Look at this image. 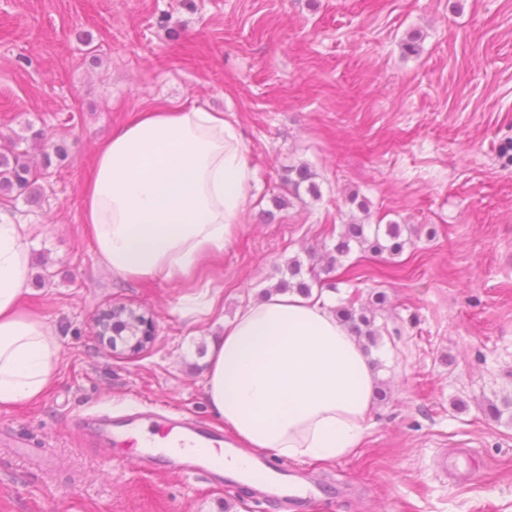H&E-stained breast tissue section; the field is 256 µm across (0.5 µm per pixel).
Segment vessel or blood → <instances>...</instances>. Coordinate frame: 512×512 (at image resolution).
Segmentation results:
<instances>
[{
	"label": "vessel or blood",
	"instance_id": "vessel-or-blood-1",
	"mask_svg": "<svg viewBox=\"0 0 512 512\" xmlns=\"http://www.w3.org/2000/svg\"><path fill=\"white\" fill-rule=\"evenodd\" d=\"M79 431L112 445L138 447L141 460L156 468L171 456L173 449H187L183 469L191 474L205 473L209 462L207 449L220 448L229 459L248 456L251 470L264 474V481L255 488L258 499L285 504L315 497L311 488L297 481L295 471L288 465L247 454L223 431L194 419L138 408L120 417L108 412L87 415L82 418Z\"/></svg>",
	"mask_w": 512,
	"mask_h": 512
}]
</instances>
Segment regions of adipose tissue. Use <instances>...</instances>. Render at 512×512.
<instances>
[{
  "label": "adipose tissue",
  "mask_w": 512,
  "mask_h": 512,
  "mask_svg": "<svg viewBox=\"0 0 512 512\" xmlns=\"http://www.w3.org/2000/svg\"><path fill=\"white\" fill-rule=\"evenodd\" d=\"M256 174L235 121L202 106L142 112L101 145L84 187L96 253L126 280L184 283L239 231ZM29 232L0 213V406L38 397L59 342L19 300ZM375 380L329 295L275 293L241 308L210 346L204 391L247 446L278 459H340L366 431Z\"/></svg>",
  "instance_id": "obj_1"
}]
</instances>
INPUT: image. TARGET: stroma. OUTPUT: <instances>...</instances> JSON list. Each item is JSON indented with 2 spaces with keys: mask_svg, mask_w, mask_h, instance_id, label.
<instances>
[{
  "mask_svg": "<svg viewBox=\"0 0 512 512\" xmlns=\"http://www.w3.org/2000/svg\"><path fill=\"white\" fill-rule=\"evenodd\" d=\"M193 104L237 123L258 179L239 233L200 268L195 289L220 291L201 322L179 316L172 284L114 277L83 222L112 132ZM31 129L65 156L31 151L38 199L2 193L0 212L31 227L19 305L60 351L37 399L0 407L31 442L0 447V512H276L244 484L135 469L133 449L80 443L75 426L134 407L220 426L210 340L289 260L325 262L350 222L420 232L399 257L355 251L321 276L337 303L386 293L371 356L387 398L358 454L292 461L342 490L316 512H512V420L484 413L512 397V0H0V138ZM301 164L319 198L275 207ZM114 305L149 318L139 354L102 345L95 318Z\"/></svg>",
  "mask_w": 512,
  "mask_h": 512,
  "instance_id": "35a3bbf8",
  "label": "stroma"
}]
</instances>
